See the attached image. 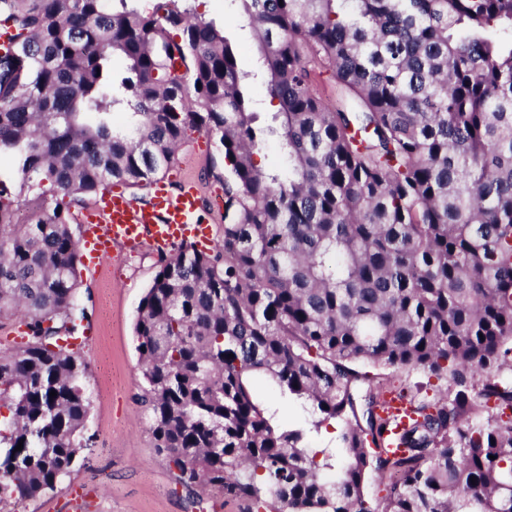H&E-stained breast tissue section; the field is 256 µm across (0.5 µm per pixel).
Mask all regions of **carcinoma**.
Returning <instances> with one entry per match:
<instances>
[{"mask_svg": "<svg viewBox=\"0 0 512 512\" xmlns=\"http://www.w3.org/2000/svg\"><path fill=\"white\" fill-rule=\"evenodd\" d=\"M173 2L0 0V156L19 176L15 194L0 180V316L27 337L0 354V504L54 490L88 443L89 366L62 345L88 319L71 208L148 185L203 129L224 155V224L208 250L159 258L134 324L177 480L248 512H375L365 476L391 470L384 512H512V0H229L249 71ZM272 140L277 168L257 160ZM357 363L456 393L415 404L390 455L383 391ZM257 378L310 405L314 431L340 423L338 448L316 460ZM476 380L499 409L486 420Z\"/></svg>", "mask_w": 512, "mask_h": 512, "instance_id": "1", "label": "carcinoma"}]
</instances>
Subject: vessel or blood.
Wrapping results in <instances>:
<instances>
[{
  "label": "vessel or blood",
  "instance_id": "obj_1",
  "mask_svg": "<svg viewBox=\"0 0 512 512\" xmlns=\"http://www.w3.org/2000/svg\"><path fill=\"white\" fill-rule=\"evenodd\" d=\"M203 196L199 184L182 177L178 187L152 181L147 200L135 202L118 185L101 191L93 209L84 215L79 243L82 262L96 266L108 258H120L128 249H148L166 254L183 242L205 249L214 243L213 227L201 215ZM382 415L387 418L392 454H400L397 436L414 417L412 405L396 394L385 396Z\"/></svg>",
  "mask_w": 512,
  "mask_h": 512
}]
</instances>
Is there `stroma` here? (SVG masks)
I'll list each match as a JSON object with an SVG mask.
<instances>
[{
    "label": "stroma",
    "instance_id": "stroma-1",
    "mask_svg": "<svg viewBox=\"0 0 512 512\" xmlns=\"http://www.w3.org/2000/svg\"><path fill=\"white\" fill-rule=\"evenodd\" d=\"M196 13L231 33L242 49V69H253L257 50L248 28L239 26L228 0H193ZM173 171L196 179L206 192L223 193L224 158L205 130L190 132L176 153ZM157 259L124 254L120 265L82 269L79 302L89 313L91 338L82 354L90 365V439L64 482L20 504L22 512H247L245 503L213 488L185 486L153 446L149 420L138 396L142 375L134 323ZM358 372L383 381L387 390H407L421 401L447 393V382L421 369L357 364Z\"/></svg>",
    "mask_w": 512,
    "mask_h": 512
}]
</instances>
